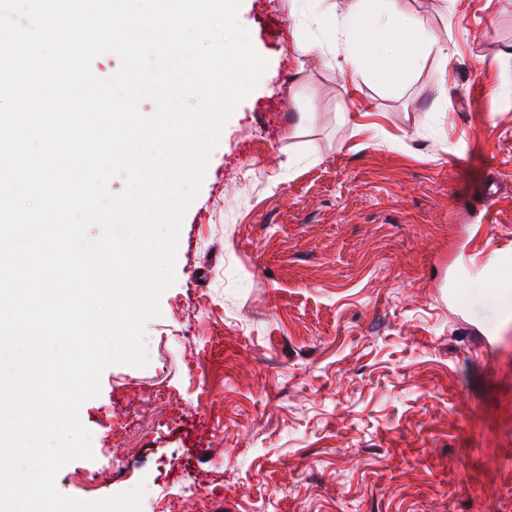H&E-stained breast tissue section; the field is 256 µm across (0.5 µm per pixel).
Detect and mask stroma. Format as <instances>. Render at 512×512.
Listing matches in <instances>:
<instances>
[{"label": "stroma", "mask_w": 512, "mask_h": 512, "mask_svg": "<svg viewBox=\"0 0 512 512\" xmlns=\"http://www.w3.org/2000/svg\"><path fill=\"white\" fill-rule=\"evenodd\" d=\"M348 4L241 0L267 69L184 214L148 363L103 371L60 494L512 512V269L462 264L512 251V0H396L449 51L376 79L335 66Z\"/></svg>", "instance_id": "stroma-1"}]
</instances>
